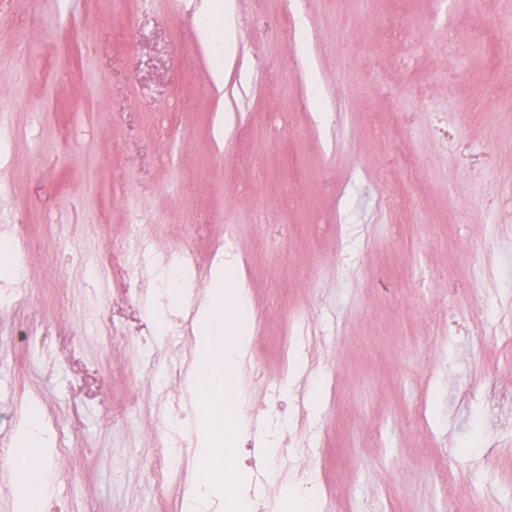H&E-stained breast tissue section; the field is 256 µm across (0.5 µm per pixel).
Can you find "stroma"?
<instances>
[{
    "label": "stroma",
    "instance_id": "obj_1",
    "mask_svg": "<svg viewBox=\"0 0 512 512\" xmlns=\"http://www.w3.org/2000/svg\"><path fill=\"white\" fill-rule=\"evenodd\" d=\"M188 2L0 0V225L26 242L0 301V432L19 394L38 403L50 512L184 506L155 477L184 388L154 375L193 363L194 314L162 337L131 295L153 281L124 257L134 224L158 258L193 251L194 298L218 242L247 281L252 411L300 419L266 512L300 473L325 512H512V26L468 0H374L347 9L342 49L328 0H232L218 85ZM315 378L332 384L317 403ZM296 329H297L296 320L289 318L288 325H287V327L285 329V333H284V336H286V337L284 338V340L281 343L282 350H283V356H284V359L287 364H288L289 353L292 352V344H291V340H290L289 336L295 335ZM304 368H305V366H304V361H303L302 357L293 351L289 358L288 371H290L293 374H301L303 372Z\"/></svg>",
    "mask_w": 512,
    "mask_h": 512
}]
</instances>
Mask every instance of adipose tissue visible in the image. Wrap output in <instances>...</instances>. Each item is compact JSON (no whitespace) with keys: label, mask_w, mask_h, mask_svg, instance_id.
Returning a JSON list of instances; mask_svg holds the SVG:
<instances>
[{"label":"adipose tissue","mask_w":512,"mask_h":512,"mask_svg":"<svg viewBox=\"0 0 512 512\" xmlns=\"http://www.w3.org/2000/svg\"><path fill=\"white\" fill-rule=\"evenodd\" d=\"M224 12L222 0H200L196 8L202 38L214 47L212 76L215 83L224 80L227 53L232 49L231 34L218 31L216 19ZM51 439L45 418L37 406H29L16 432V455L20 461L14 474L17 486V512L43 507L55 495V483L46 460L51 455Z\"/></svg>","instance_id":"obj_1"}]
</instances>
